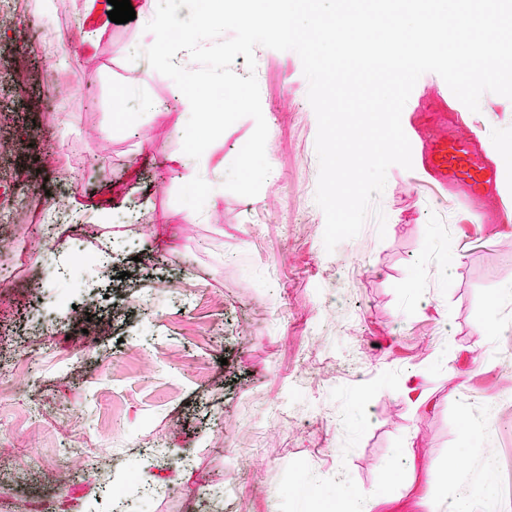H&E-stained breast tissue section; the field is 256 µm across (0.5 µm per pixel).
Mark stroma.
Returning a JSON list of instances; mask_svg holds the SVG:
<instances>
[{
    "label": "stroma",
    "mask_w": 512,
    "mask_h": 512,
    "mask_svg": "<svg viewBox=\"0 0 512 512\" xmlns=\"http://www.w3.org/2000/svg\"><path fill=\"white\" fill-rule=\"evenodd\" d=\"M55 2L0 26V195L40 184L83 233L0 256V356L22 341L37 349L0 383V435L127 490L113 505L99 486L63 484L59 512H420L423 499L462 496L473 512H512V300L501 297L512 236L495 224L457 234L453 209L435 212L394 165L377 201L385 226L368 217L326 252L318 124L296 52L267 48L258 61L271 173L244 197L222 183L254 120L230 126L188 181L176 165L182 93L128 60L167 0H133L134 20L98 34L86 0ZM480 105L470 121L482 160L512 179L493 156L512 143V99L488 92ZM108 241L114 281L86 269L77 291L56 276L73 250ZM123 271L141 282L127 287ZM115 306L125 320L102 331ZM492 321L497 333L476 335ZM412 388L426 404L411 403ZM151 446L168 457L154 461ZM184 456L209 493L180 468ZM256 468L267 494L251 490ZM135 473L157 493L130 489ZM228 483L246 509L225 498Z\"/></svg>",
    "instance_id": "stroma-1"
}]
</instances>
